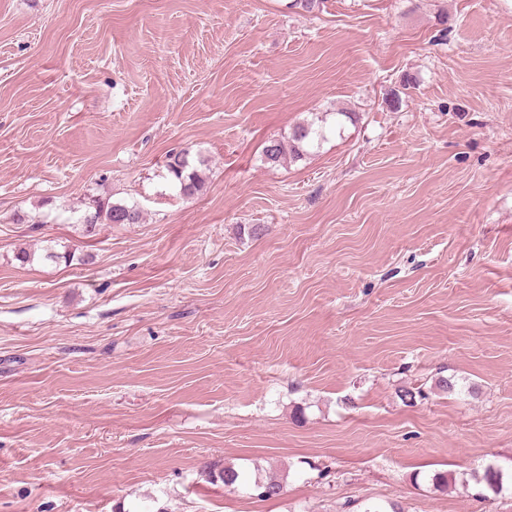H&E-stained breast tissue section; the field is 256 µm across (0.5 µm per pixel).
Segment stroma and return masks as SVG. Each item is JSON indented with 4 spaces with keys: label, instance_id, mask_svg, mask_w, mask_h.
<instances>
[{
    "label": "stroma",
    "instance_id": "1",
    "mask_svg": "<svg viewBox=\"0 0 512 512\" xmlns=\"http://www.w3.org/2000/svg\"><path fill=\"white\" fill-rule=\"evenodd\" d=\"M322 112L305 158L264 164ZM183 148L192 198L165 178ZM93 195L142 223L85 235ZM490 464L512 0H0V512H512ZM201 157L194 158L188 149H182L169 155L165 177L170 186L180 195L191 197L203 190L204 182L197 164L203 163Z\"/></svg>",
    "mask_w": 512,
    "mask_h": 512
}]
</instances>
